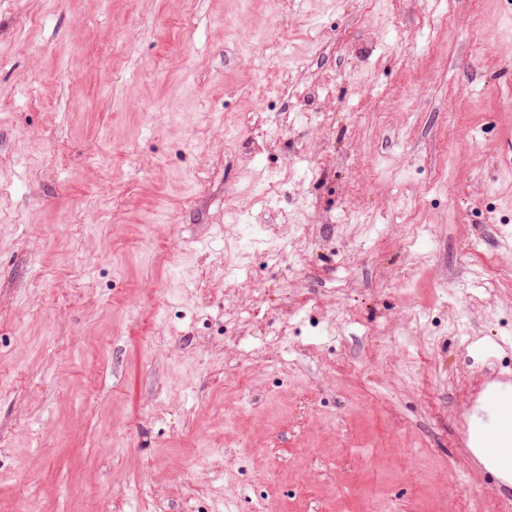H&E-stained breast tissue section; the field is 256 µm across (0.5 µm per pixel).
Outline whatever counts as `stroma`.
Wrapping results in <instances>:
<instances>
[{"mask_svg":"<svg viewBox=\"0 0 512 512\" xmlns=\"http://www.w3.org/2000/svg\"><path fill=\"white\" fill-rule=\"evenodd\" d=\"M511 50L512 0H0V512H512ZM477 438L481 441L483 447L479 448L485 458L491 459L494 463H500L502 460L512 467V453H507L502 448H498L495 443V437L490 428L482 427L477 431ZM511 457V458H510Z\"/></svg>","mask_w":512,"mask_h":512,"instance_id":"stroma-1","label":"stroma"}]
</instances>
